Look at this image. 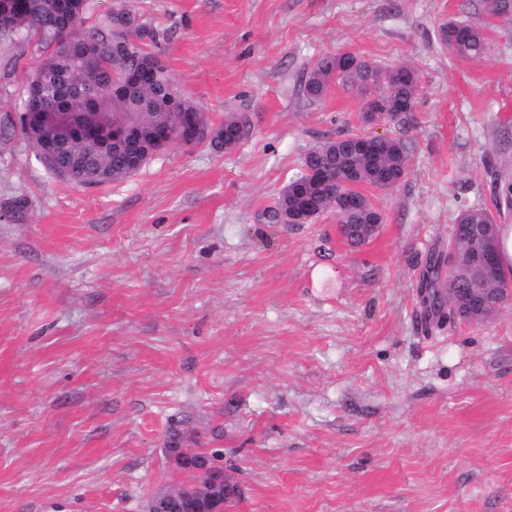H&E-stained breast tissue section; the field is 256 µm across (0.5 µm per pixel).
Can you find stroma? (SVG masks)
<instances>
[{"label":"stroma","mask_w":512,"mask_h":512,"mask_svg":"<svg viewBox=\"0 0 512 512\" xmlns=\"http://www.w3.org/2000/svg\"><path fill=\"white\" fill-rule=\"evenodd\" d=\"M122 3L211 125L250 130L93 186L0 135V512H145L184 479L176 448L223 453L232 512H512V305L429 330L420 298L458 212L512 176V26L478 62L438 30L480 0H93L86 26ZM345 51L417 70L414 111L365 121L338 81L309 100ZM37 62L0 45V123ZM341 131L409 147L366 191L376 236L263 222ZM224 126L233 130H241L243 134L240 133L239 137H232L227 140H224ZM245 135V123L242 118L236 115H228L226 116L224 123L215 128V132L213 134L212 140L209 142V146L214 149L219 150H232L236 147L237 140L240 141Z\"/></svg>","instance_id":"35a3bbf8"}]
</instances>
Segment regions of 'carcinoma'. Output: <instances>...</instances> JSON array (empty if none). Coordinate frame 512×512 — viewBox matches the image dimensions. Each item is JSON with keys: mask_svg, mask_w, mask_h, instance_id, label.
Instances as JSON below:
<instances>
[{"mask_svg": "<svg viewBox=\"0 0 512 512\" xmlns=\"http://www.w3.org/2000/svg\"><path fill=\"white\" fill-rule=\"evenodd\" d=\"M91 0H0V41L14 43L26 41L34 44L41 53L36 68L26 80L19 108L21 130L30 143L37 158L53 155L55 163L46 165L52 173L57 167L81 166L77 173L81 180L102 185L125 179L137 170L128 163V150L113 145L112 150L99 157L85 156L79 141L58 149L43 140L41 112L57 111L56 100L70 86H78L82 92L100 96L99 111L107 117L124 120L137 116L141 124L176 129L181 126L183 115L192 114L202 124L207 123L200 106L184 94L175 100L168 99V90L174 81L166 67L152 54L137 47L132 48L131 64L141 72V84L124 90L112 88V51L117 48L113 29L120 27L123 32L138 39L156 40L157 31L145 33V25L131 10L121 7L108 16L107 21L90 29L81 27L84 16L89 12ZM486 22L477 23L468 19H452L439 28L440 43L451 56L466 61L482 59L487 51L486 27L490 22L512 24V0H480ZM97 49L105 61L97 65L84 62L87 51ZM338 80L345 86L356 88L365 94L366 114L381 115L387 121H397L401 112L394 110L393 102L416 100L420 86L417 71L409 66L379 68L363 61L356 68L342 73L339 71L337 56L328 55L319 59L311 68L304 83L308 99L319 100L326 93L332 81ZM243 131L245 123L236 115L226 116L224 123L213 134L209 146L214 149L232 150L237 138L224 139V128ZM355 135H338L326 139L307 150L311 163L324 174L328 181H304L299 174L291 182H304L309 194L318 199L319 214L337 208L336 175L350 182V192L357 199L355 207L348 212H337L342 234L350 236V229L360 224H380L382 215L360 188L370 186L389 189L397 185L406 175L409 154L406 143L393 136H387L371 154L356 153L351 149ZM497 196L494 208L473 207L460 212L455 227L465 224L488 226L495 247H500L501 214L499 202L512 197V181L496 186ZM471 275L468 265V251L463 242L448 247V287H469ZM176 463L185 473L184 482L171 492L178 498L192 499L194 492L208 487L210 478L222 471L215 461L209 469H191L181 459Z\"/></svg>", "mask_w": 512, "mask_h": 512, "instance_id": "cac0c4a2", "label": "carcinoma"}]
</instances>
